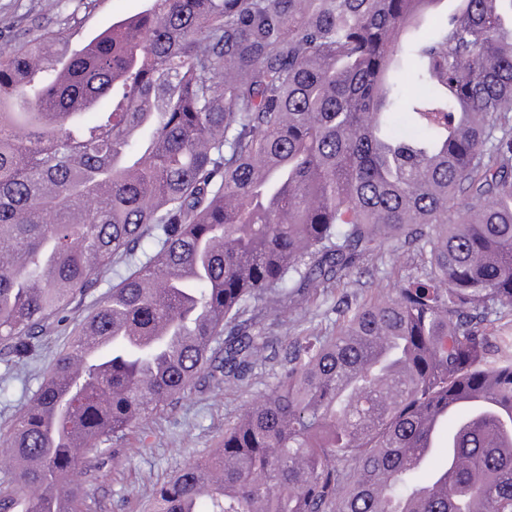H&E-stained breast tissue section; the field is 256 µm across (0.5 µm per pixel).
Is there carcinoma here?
<instances>
[{"label": "carcinoma", "instance_id": "1", "mask_svg": "<svg viewBox=\"0 0 512 512\" xmlns=\"http://www.w3.org/2000/svg\"><path fill=\"white\" fill-rule=\"evenodd\" d=\"M84 47L0 48V344L118 277L0 447V512H89L76 469L199 377L242 381V319L386 243L424 278L285 343L277 381L151 512H512V0H150ZM424 133L399 136L395 57ZM446 433L448 457L422 466ZM500 311L482 326L490 336H512V309L503 308Z\"/></svg>", "mask_w": 512, "mask_h": 512}]
</instances>
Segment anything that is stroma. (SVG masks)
<instances>
[{
  "label": "stroma",
  "mask_w": 512,
  "mask_h": 512,
  "mask_svg": "<svg viewBox=\"0 0 512 512\" xmlns=\"http://www.w3.org/2000/svg\"><path fill=\"white\" fill-rule=\"evenodd\" d=\"M150 0H64L61 13L47 10L45 0H0V47L43 27L55 28L69 15L71 48L148 8ZM429 253L420 245H384L357 263L351 277L311 292L308 299L276 310L249 309L278 341L269 359L244 383L230 387L208 378L197 380L179 399L154 411L124 438L108 441L107 451L73 479L87 496L92 512H145L156 489L186 463L208 458L224 441V429L253 400L274 383L283 350L280 339L312 331L323 336L336 330L340 307L389 295L401 282L423 276ZM112 285L111 276L73 303L62 323L38 336L24 356L0 346V434L25 410L65 349L70 332Z\"/></svg>",
  "instance_id": "35a3bbf8"
}]
</instances>
